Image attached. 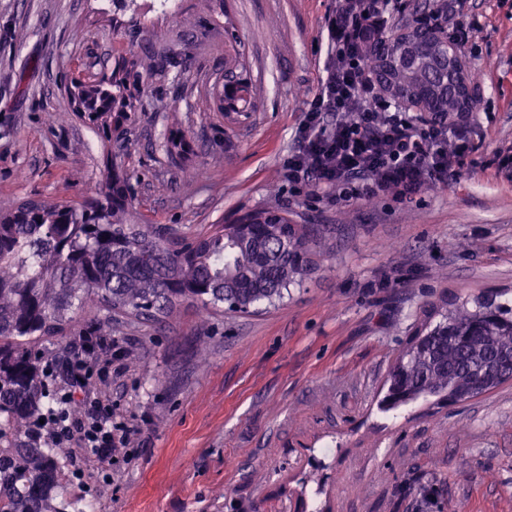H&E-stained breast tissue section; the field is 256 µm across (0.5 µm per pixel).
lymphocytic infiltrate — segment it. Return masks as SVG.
Listing matches in <instances>:
<instances>
[{
    "mask_svg": "<svg viewBox=\"0 0 512 512\" xmlns=\"http://www.w3.org/2000/svg\"><path fill=\"white\" fill-rule=\"evenodd\" d=\"M394 0H338L326 76L295 130L284 175L298 192L336 202L393 195L411 202L457 172L472 154L470 113L433 120L384 97L354 50ZM72 379L50 412L51 441L71 450L74 477L88 485L112 474L131 430L112 408L108 376L90 358L72 361Z\"/></svg>",
    "mask_w": 512,
    "mask_h": 512,
    "instance_id": "lymphocytic-infiltrate-1",
    "label": "lymphocytic infiltrate"
}]
</instances>
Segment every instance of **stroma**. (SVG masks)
Masks as SVG:
<instances>
[{
	"label": "stroma",
	"instance_id": "stroma-1",
	"mask_svg": "<svg viewBox=\"0 0 512 512\" xmlns=\"http://www.w3.org/2000/svg\"><path fill=\"white\" fill-rule=\"evenodd\" d=\"M0 0V212L95 194L109 147L63 84L109 76L146 44H176L179 79L153 78L120 154L137 217L194 236L257 210L320 229V268L283 306L144 324L113 316L112 404L137 453L104 492L69 479L85 512H512V381L462 405L378 402L441 294L512 301V0H455L478 72L474 163L410 204L291 194L282 165L325 76L337 0ZM232 24L236 41L225 42ZM243 52L253 108L219 112ZM184 132L179 163L165 134ZM99 315L43 341L83 356Z\"/></svg>",
	"mask_w": 512,
	"mask_h": 512
}]
</instances>
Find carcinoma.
<instances>
[{
    "label": "carcinoma",
    "mask_w": 512,
    "mask_h": 512,
    "mask_svg": "<svg viewBox=\"0 0 512 512\" xmlns=\"http://www.w3.org/2000/svg\"><path fill=\"white\" fill-rule=\"evenodd\" d=\"M379 91L412 112L446 118L470 112L448 72V55L467 69L448 37V0L436 6L396 0L392 15L375 24L374 40L358 49ZM173 47H148L115 61L107 79H70L75 113L107 144L127 140L148 80L177 64ZM234 60L230 85L219 96L222 112H245L251 93ZM319 229L292 224L282 213L253 211L231 224L188 236L170 224L134 219L129 179L118 162L108 167L95 196L63 205L29 200L0 214V512H83L64 494L69 450L46 434L49 397L32 346L63 332L76 316L95 309L105 327L120 313L145 322L170 319L185 302L205 310L253 313L289 296L317 268ZM440 300L424 311L399 355L379 402L383 412L419 399L454 404L504 383L474 380V362L512 351V305L480 296L431 324Z\"/></svg>",
    "instance_id": "1"
}]
</instances>
